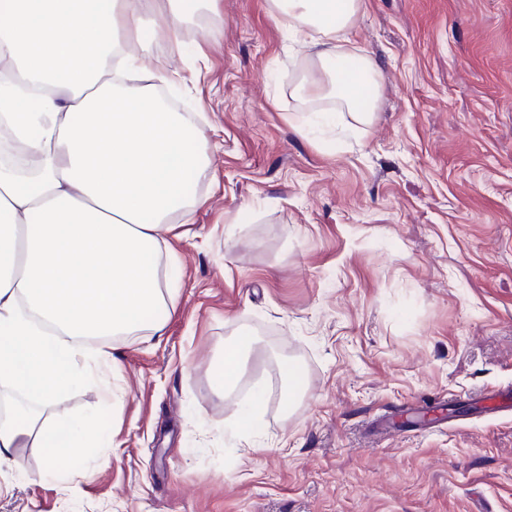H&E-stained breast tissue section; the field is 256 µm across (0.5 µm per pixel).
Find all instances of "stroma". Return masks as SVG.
<instances>
[{
	"instance_id": "35a3bbf8",
	"label": "stroma",
	"mask_w": 512,
	"mask_h": 512,
	"mask_svg": "<svg viewBox=\"0 0 512 512\" xmlns=\"http://www.w3.org/2000/svg\"><path fill=\"white\" fill-rule=\"evenodd\" d=\"M270 8L211 0L152 42L206 158L175 305L46 408L101 448L19 449L0 512H512V412L479 406L512 389V0H364L342 45L379 75L364 124L301 95ZM249 343H236L225 347L224 358L212 368V382L215 389L223 393L231 388L242 368L243 354Z\"/></svg>"
}]
</instances>
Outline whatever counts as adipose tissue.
I'll return each instance as SVG.
<instances>
[{
  "instance_id": "1",
  "label": "adipose tissue",
  "mask_w": 512,
  "mask_h": 512,
  "mask_svg": "<svg viewBox=\"0 0 512 512\" xmlns=\"http://www.w3.org/2000/svg\"><path fill=\"white\" fill-rule=\"evenodd\" d=\"M364 0H271L288 37L313 48L309 99L334 95L366 122L376 71L338 67L339 49ZM191 0H0V132L28 158L0 163V382L52 405L88 357L77 336L162 335L168 302L161 256L175 216H190L188 173L202 172L187 148L191 113L162 105L146 83L143 18L167 14L178 38ZM135 74L136 91L119 80ZM35 100V110L22 102ZM152 322H145V314ZM66 336L63 344L55 336ZM95 430L59 426L9 398L0 404V462L32 445L95 443Z\"/></svg>"
}]
</instances>
